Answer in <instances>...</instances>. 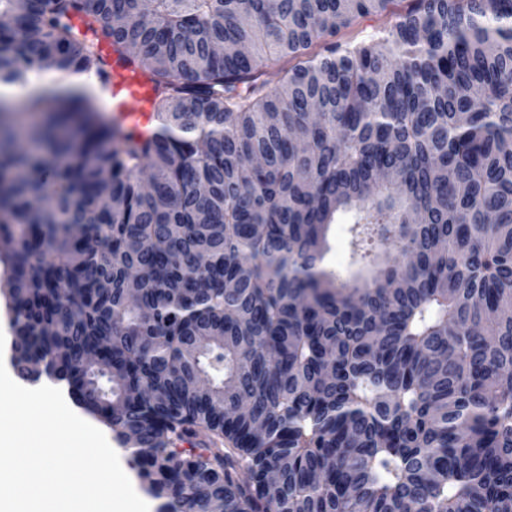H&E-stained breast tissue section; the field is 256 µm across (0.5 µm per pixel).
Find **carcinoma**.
Segmentation results:
<instances>
[{"mask_svg": "<svg viewBox=\"0 0 512 512\" xmlns=\"http://www.w3.org/2000/svg\"><path fill=\"white\" fill-rule=\"evenodd\" d=\"M397 2L0 0L17 374L158 512H512V0ZM106 96L110 110L124 124L143 134L151 131L154 92L146 73L114 63ZM103 107L112 113L104 104ZM345 227V224L331 225L329 232L331 250L327 255L328 265L335 270H341L343 278L348 276L345 269L349 261Z\"/></svg>", "mask_w": 512, "mask_h": 512, "instance_id": "1", "label": "carcinoma"}]
</instances>
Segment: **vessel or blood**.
<instances>
[{
    "label": "vessel or blood",
    "instance_id": "obj_1",
    "mask_svg": "<svg viewBox=\"0 0 512 512\" xmlns=\"http://www.w3.org/2000/svg\"><path fill=\"white\" fill-rule=\"evenodd\" d=\"M153 85L141 71L113 67L107 91V104L130 128L148 133L152 127Z\"/></svg>",
    "mask_w": 512,
    "mask_h": 512
}]
</instances>
